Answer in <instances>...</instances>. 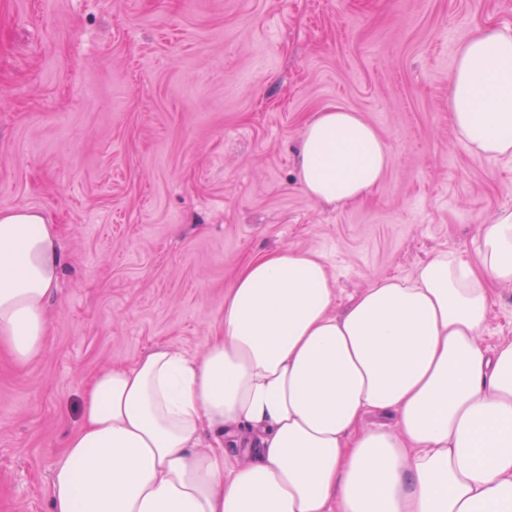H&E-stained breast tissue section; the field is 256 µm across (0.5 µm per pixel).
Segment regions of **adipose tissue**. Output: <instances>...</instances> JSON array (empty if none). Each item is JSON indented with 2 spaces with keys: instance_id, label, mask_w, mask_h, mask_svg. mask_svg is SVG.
Wrapping results in <instances>:
<instances>
[{
  "instance_id": "ef3b65f1",
  "label": "adipose tissue",
  "mask_w": 512,
  "mask_h": 512,
  "mask_svg": "<svg viewBox=\"0 0 512 512\" xmlns=\"http://www.w3.org/2000/svg\"><path fill=\"white\" fill-rule=\"evenodd\" d=\"M448 111L472 153L512 158V35L487 28L458 49ZM301 139L318 201H355L388 168L358 113H319ZM61 264L44 215L0 211V344L17 361L42 350ZM508 284L511 211L478 227L475 260L438 253L339 312L317 254L253 258L202 358L158 345L93 376L51 512H512V342L479 335ZM372 413L392 427L366 428Z\"/></svg>"
}]
</instances>
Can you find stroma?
I'll return each mask as SVG.
<instances>
[{
    "instance_id": "1",
    "label": "stroma",
    "mask_w": 512,
    "mask_h": 512,
    "mask_svg": "<svg viewBox=\"0 0 512 512\" xmlns=\"http://www.w3.org/2000/svg\"><path fill=\"white\" fill-rule=\"evenodd\" d=\"M486 28L512 33V0H0V210L41 211L64 256L41 355L0 351V512H50L91 376L157 345L202 355L252 258L316 252L342 302L474 258L512 211V159L471 154L448 113ZM336 109L389 153L349 204L298 178L306 125ZM480 336L512 341V286Z\"/></svg>"
}]
</instances>
